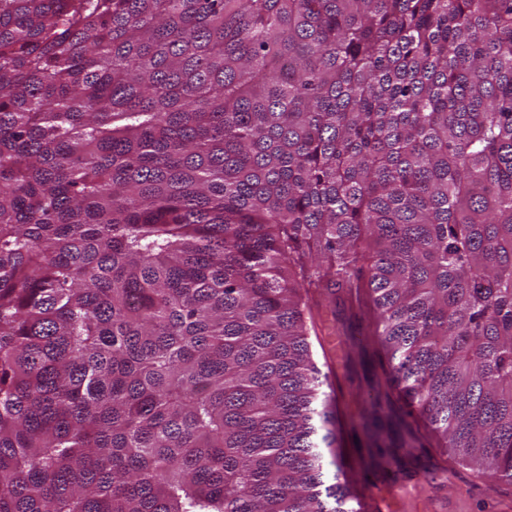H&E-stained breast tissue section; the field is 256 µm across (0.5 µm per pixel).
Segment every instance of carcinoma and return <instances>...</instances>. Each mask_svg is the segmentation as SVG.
Segmentation results:
<instances>
[{"label": "carcinoma", "instance_id": "cac0c4a2", "mask_svg": "<svg viewBox=\"0 0 512 512\" xmlns=\"http://www.w3.org/2000/svg\"><path fill=\"white\" fill-rule=\"evenodd\" d=\"M338 290L512 485V0H0V512H356Z\"/></svg>", "mask_w": 512, "mask_h": 512}]
</instances>
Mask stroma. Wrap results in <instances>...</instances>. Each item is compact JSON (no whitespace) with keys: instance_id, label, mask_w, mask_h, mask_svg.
I'll return each mask as SVG.
<instances>
[{"instance_id":"stroma-1","label":"stroma","mask_w":512,"mask_h":512,"mask_svg":"<svg viewBox=\"0 0 512 512\" xmlns=\"http://www.w3.org/2000/svg\"><path fill=\"white\" fill-rule=\"evenodd\" d=\"M337 332L323 337L327 356L319 360L335 391L342 421L344 463L361 474V483L392 499L395 512H502L512 505V486L501 484L499 494L489 493L475 468L451 458L446 449L428 437L408 407L391 394L385 380V360L369 335L365 320L344 309L336 311ZM381 389L386 398L378 417L353 419L357 395ZM414 439L419 447L401 471L391 473L376 466L381 450ZM447 467L446 478L433 486L421 483L422 470L431 463Z\"/></svg>"}]
</instances>
